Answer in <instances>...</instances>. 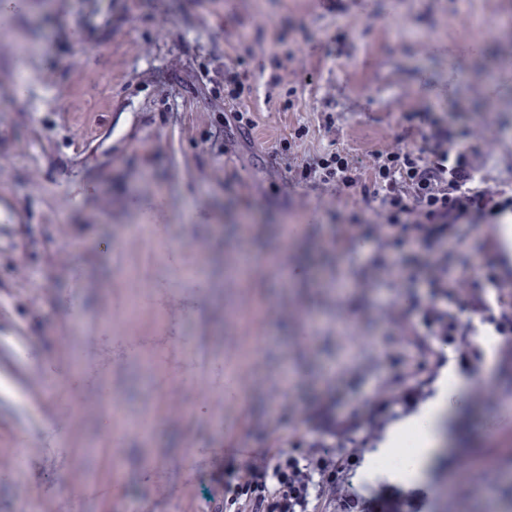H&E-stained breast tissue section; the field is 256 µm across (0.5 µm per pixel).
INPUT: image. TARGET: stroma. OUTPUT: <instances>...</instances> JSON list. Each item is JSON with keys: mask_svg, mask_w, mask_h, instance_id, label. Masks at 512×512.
Here are the masks:
<instances>
[{"mask_svg": "<svg viewBox=\"0 0 512 512\" xmlns=\"http://www.w3.org/2000/svg\"><path fill=\"white\" fill-rule=\"evenodd\" d=\"M225 2L8 0L0 13V229L19 244L0 252V467L23 459L0 482V512H219L238 471L226 446L290 447L327 388L342 409L369 401L397 330L391 296L380 284L336 296L316 271L351 257L323 251L311 227L372 206L294 184L289 165L336 150L368 162L437 118L493 133L487 170L512 180V25H486L512 0ZM246 211L259 228L245 244ZM152 222L181 247L155 267L164 299L131 316L135 227ZM244 251L287 256L304 278L231 280ZM354 330L376 341L348 355ZM77 334L89 338L78 351ZM45 374L77 376V395L46 396L33 384ZM228 375L236 402L202 398ZM493 376L499 406L467 393L430 480L398 481L421 512H512V365ZM133 420L147 435L114 456L109 430ZM478 448L499 479L441 495Z\"/></svg>", "mask_w": 512, "mask_h": 512, "instance_id": "obj_1", "label": "stroma"}]
</instances>
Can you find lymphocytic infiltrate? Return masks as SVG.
I'll list each match as a JSON object with an SVG mask.
<instances>
[{"mask_svg": "<svg viewBox=\"0 0 512 512\" xmlns=\"http://www.w3.org/2000/svg\"><path fill=\"white\" fill-rule=\"evenodd\" d=\"M469 139L467 130L429 122L402 146L375 152L368 165L339 150L291 167L296 180L374 202L375 222L352 216L338 225L332 246L369 243L355 277L387 273L408 311L403 334L420 351L386 354L394 372L372 404L340 414L319 407L307 453L269 439L250 451L244 476L224 484V512H315L327 492L336 512H404V500L386 491L367 498L352 492L361 449L433 394L448 360L465 370L479 364V336L503 337V354L512 359V275L494 264L468 275L494 250L497 224L512 217V186L485 175V157Z\"/></svg>", "mask_w": 512, "mask_h": 512, "instance_id": "obj_1", "label": "lymphocytic infiltrate"}]
</instances>
